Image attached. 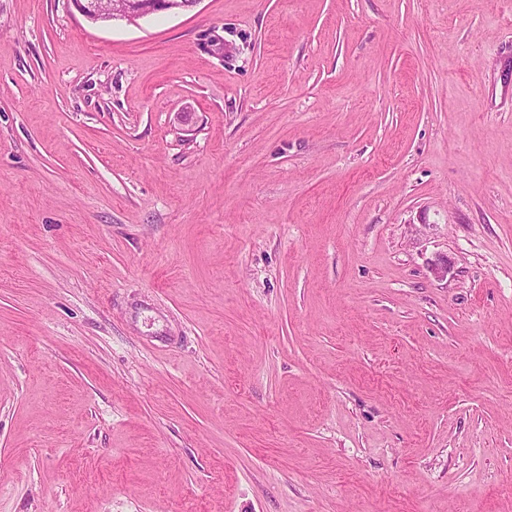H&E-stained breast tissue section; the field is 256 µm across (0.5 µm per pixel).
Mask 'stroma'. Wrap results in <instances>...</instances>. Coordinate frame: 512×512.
Returning a JSON list of instances; mask_svg holds the SVG:
<instances>
[{"label":"stroma","instance_id":"1","mask_svg":"<svg viewBox=\"0 0 512 512\" xmlns=\"http://www.w3.org/2000/svg\"><path fill=\"white\" fill-rule=\"evenodd\" d=\"M0 512H512V0H0ZM79 12L91 22H107L117 17L135 21L162 12L185 11L200 0H123L120 9L112 8L110 0H74Z\"/></svg>","mask_w":512,"mask_h":512}]
</instances>
